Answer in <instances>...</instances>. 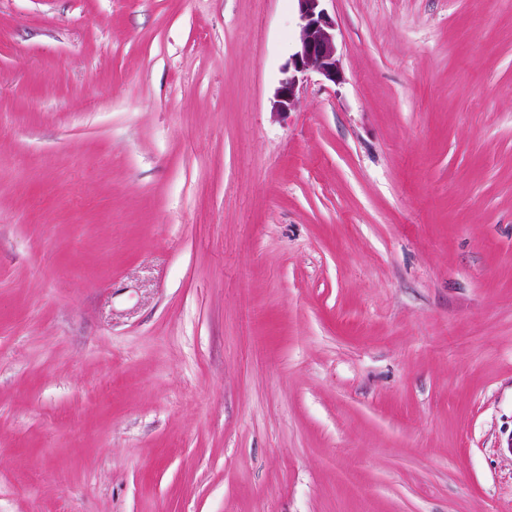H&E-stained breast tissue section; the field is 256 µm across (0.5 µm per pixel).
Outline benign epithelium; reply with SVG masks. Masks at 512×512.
I'll use <instances>...</instances> for the list:
<instances>
[{
  "label": "benign epithelium",
  "mask_w": 512,
  "mask_h": 512,
  "mask_svg": "<svg viewBox=\"0 0 512 512\" xmlns=\"http://www.w3.org/2000/svg\"><path fill=\"white\" fill-rule=\"evenodd\" d=\"M297 26L295 50L283 69L274 96L276 112H289L297 102V92L309 74L314 72L334 85L343 79L336 23L325 8V0H295Z\"/></svg>",
  "instance_id": "1"
}]
</instances>
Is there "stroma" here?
Here are the masks:
<instances>
[{
	"label": "stroma",
	"instance_id": "35a3bbf8",
	"mask_svg": "<svg viewBox=\"0 0 512 512\" xmlns=\"http://www.w3.org/2000/svg\"><path fill=\"white\" fill-rule=\"evenodd\" d=\"M0 0V512H512V0ZM327 0H295L297 26L295 50L283 69L274 96L273 108L277 112H290L296 105L297 92L311 72L334 85L343 79L336 23L325 8Z\"/></svg>",
	"mask_w": 512,
	"mask_h": 512
}]
</instances>
